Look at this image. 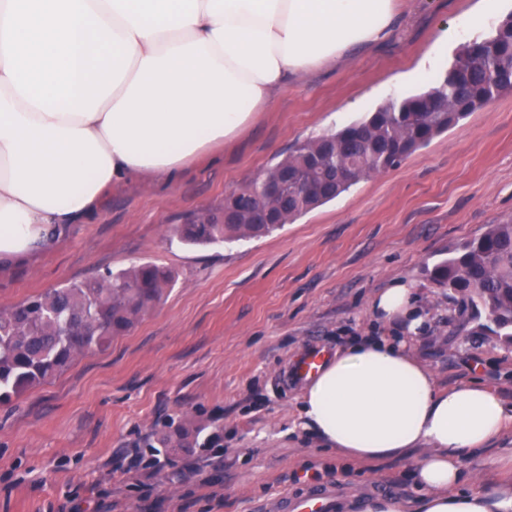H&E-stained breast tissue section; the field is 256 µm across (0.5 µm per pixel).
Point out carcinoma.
Listing matches in <instances>:
<instances>
[{"label": "carcinoma", "mask_w": 512, "mask_h": 512, "mask_svg": "<svg viewBox=\"0 0 512 512\" xmlns=\"http://www.w3.org/2000/svg\"><path fill=\"white\" fill-rule=\"evenodd\" d=\"M512 94V26L463 46L428 89L390 99L343 128L295 144L262 177L209 209L211 222L185 217L179 240L207 247L282 229L352 186L402 161L495 98ZM465 111H455L457 103ZM273 212L267 222L257 214ZM431 281L469 297L502 331L512 329V220L491 225L429 271ZM175 275L147 261L65 284L0 308V404L67 369L78 357L107 349L153 309Z\"/></svg>", "instance_id": "1"}]
</instances>
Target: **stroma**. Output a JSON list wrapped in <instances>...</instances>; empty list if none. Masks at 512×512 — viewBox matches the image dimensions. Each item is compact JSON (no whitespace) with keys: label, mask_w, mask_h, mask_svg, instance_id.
I'll return each instance as SVG.
<instances>
[{"label":"stroma","mask_w":512,"mask_h":512,"mask_svg":"<svg viewBox=\"0 0 512 512\" xmlns=\"http://www.w3.org/2000/svg\"><path fill=\"white\" fill-rule=\"evenodd\" d=\"M480 0H400L388 40L289 80L269 111L176 180L111 189L94 220L21 260L0 262V307L143 261L175 281L152 312L103 352L0 404V512H275L316 487L352 504L414 494L405 459L345 464L299 420L294 365L333 356L375 326L372 299L413 285L424 327L411 352L448 386L478 377L512 402V336L487 331L462 294L427 269L459 243L512 218V94L470 113L399 167L365 180L263 238L187 247L181 217L219 203L295 142L344 127L391 98L428 88L411 73ZM186 447H172L170 427Z\"/></svg>","instance_id":"stroma-1"}]
</instances>
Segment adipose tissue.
I'll use <instances>...</instances> for the list:
<instances>
[{"instance_id":"ef3b65f1","label":"adipose tissue","mask_w":512,"mask_h":512,"mask_svg":"<svg viewBox=\"0 0 512 512\" xmlns=\"http://www.w3.org/2000/svg\"><path fill=\"white\" fill-rule=\"evenodd\" d=\"M499 0L426 54L483 26ZM397 0H0V257L91 218L114 185L174 177L266 111L289 78L386 40ZM397 336H356L305 386L299 417L342 459L408 462L411 498L361 512H512V484L475 486L465 458L512 428L480 379L441 387L408 349L423 318L398 280L372 306Z\"/></svg>"}]
</instances>
